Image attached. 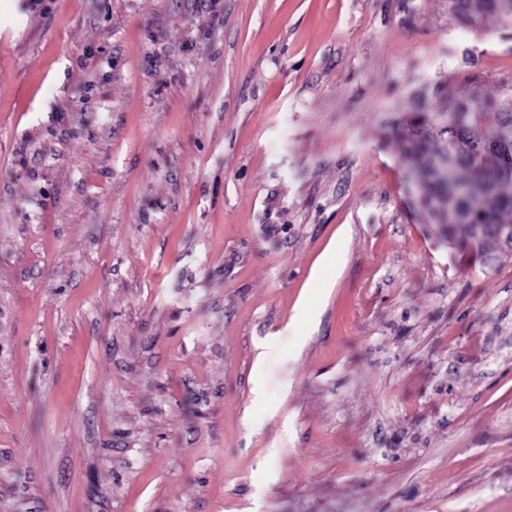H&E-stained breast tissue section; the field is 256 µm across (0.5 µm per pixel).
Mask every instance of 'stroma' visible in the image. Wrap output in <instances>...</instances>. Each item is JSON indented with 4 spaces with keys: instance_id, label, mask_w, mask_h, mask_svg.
<instances>
[{
    "instance_id": "35a3bbf8",
    "label": "stroma",
    "mask_w": 512,
    "mask_h": 512,
    "mask_svg": "<svg viewBox=\"0 0 512 512\" xmlns=\"http://www.w3.org/2000/svg\"><path fill=\"white\" fill-rule=\"evenodd\" d=\"M474 74L448 0H0V512H512V251L401 158Z\"/></svg>"
}]
</instances>
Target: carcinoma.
<instances>
[{
	"label": "carcinoma",
	"mask_w": 512,
	"mask_h": 512,
	"mask_svg": "<svg viewBox=\"0 0 512 512\" xmlns=\"http://www.w3.org/2000/svg\"><path fill=\"white\" fill-rule=\"evenodd\" d=\"M455 18L472 24L487 15L512 20V0H450ZM404 143L407 175L419 189L421 206L448 243L488 260L512 236V82L487 99L479 77L469 93L453 90L438 110L413 115Z\"/></svg>",
	"instance_id": "1"
}]
</instances>
